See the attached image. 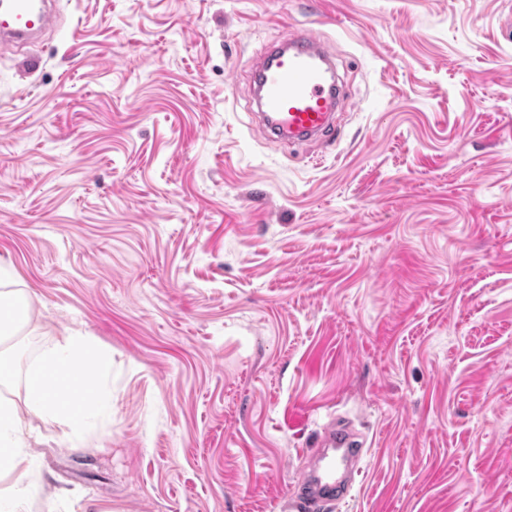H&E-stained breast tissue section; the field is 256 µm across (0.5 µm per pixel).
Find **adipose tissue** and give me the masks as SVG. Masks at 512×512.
Here are the masks:
<instances>
[{
    "label": "adipose tissue",
    "instance_id": "ef3b65f1",
    "mask_svg": "<svg viewBox=\"0 0 512 512\" xmlns=\"http://www.w3.org/2000/svg\"><path fill=\"white\" fill-rule=\"evenodd\" d=\"M7 279L6 272L0 270V335L4 337L14 335L17 328L30 326L37 319L31 297L4 289ZM102 361L91 337L80 330H70L61 342L43 351L29 369L23 405L0 396V512H22L30 494L25 479L30 462L24 453L32 437L28 418L65 423L70 429L68 440L73 443L81 440L91 421L110 405V398L95 388L81 393L85 404L81 411L73 410L61 398L67 389L65 374Z\"/></svg>",
    "mask_w": 512,
    "mask_h": 512
}]
</instances>
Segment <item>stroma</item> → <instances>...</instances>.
Listing matches in <instances>:
<instances>
[{
	"mask_svg": "<svg viewBox=\"0 0 512 512\" xmlns=\"http://www.w3.org/2000/svg\"><path fill=\"white\" fill-rule=\"evenodd\" d=\"M317 21L336 142L245 110ZM0 265L80 326L112 394L37 423L23 512H280L331 420L368 453L330 512H512V0H61L0 53Z\"/></svg>",
	"mask_w": 512,
	"mask_h": 512,
	"instance_id": "35a3bbf8",
	"label": "stroma"
}]
</instances>
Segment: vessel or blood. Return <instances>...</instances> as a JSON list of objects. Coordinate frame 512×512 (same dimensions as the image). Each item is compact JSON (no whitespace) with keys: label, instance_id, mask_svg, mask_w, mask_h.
<instances>
[{"label":"vessel or blood","instance_id":"vessel-or-blood-1","mask_svg":"<svg viewBox=\"0 0 512 512\" xmlns=\"http://www.w3.org/2000/svg\"><path fill=\"white\" fill-rule=\"evenodd\" d=\"M58 19L53 0H0V50L37 39ZM341 98L328 46L315 29L298 25L261 53L251 73L247 108L267 139L326 142L341 127L336 117ZM366 453L349 426H326L298 490L283 499V512H321L347 498L353 488L347 468Z\"/></svg>","mask_w":512,"mask_h":512}]
</instances>
